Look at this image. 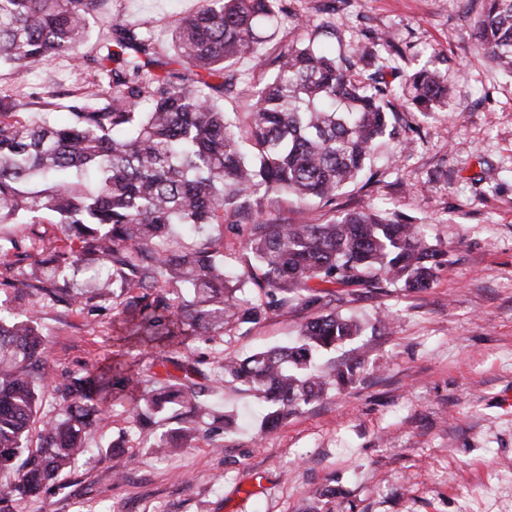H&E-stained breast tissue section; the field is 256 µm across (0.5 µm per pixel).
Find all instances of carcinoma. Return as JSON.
<instances>
[{"instance_id": "1", "label": "carcinoma", "mask_w": 512, "mask_h": 512, "mask_svg": "<svg viewBox=\"0 0 512 512\" xmlns=\"http://www.w3.org/2000/svg\"><path fill=\"white\" fill-rule=\"evenodd\" d=\"M110 0H0V65L17 71L49 55H68L97 77L90 91L69 94V122L35 119L51 98L0 96V224H58L62 238L46 259L0 236V265L13 271L16 298L41 295L77 309L130 293L120 303L128 338L152 348L142 374L88 370L59 384L48 369L46 335L17 306L0 303V476L8 493L27 497L86 451L85 435L108 412L107 398L156 381L129 410L147 428L171 412L179 435H149L163 454L178 451L201 431L233 425L218 415L201 361L180 349L199 328L224 335V325L256 323L292 301L326 308L338 288H377L385 281L412 290L430 286L444 252L421 225L376 209L332 215L322 224H275L261 201L286 193L302 203L334 204L361 177L377 140L393 133L392 89L373 54L336 56L313 43L291 42L273 60L258 58L261 74L251 111L229 116L217 95L239 83L234 59L258 54L276 30L282 0H205L173 34L174 67L162 73L160 53L144 23L107 10ZM470 30L492 65L512 74V0H485ZM107 29L105 53L78 55L90 25ZM403 90L411 111L431 118L448 106L440 72L412 70ZM231 211L247 225V268L227 269L223 238L185 243L186 235L224 223ZM251 284L256 303L238 302ZM363 326L336 312L310 319L293 346L273 347L218 362L219 377L256 392L270 409L272 428L301 405L342 388L350 366L319 367L320 357L359 335ZM52 388L59 415L43 421L40 444L29 433L41 392Z\"/></svg>"}]
</instances>
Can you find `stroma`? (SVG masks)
Wrapping results in <instances>:
<instances>
[{"instance_id":"1","label":"stroma","mask_w":512,"mask_h":512,"mask_svg":"<svg viewBox=\"0 0 512 512\" xmlns=\"http://www.w3.org/2000/svg\"><path fill=\"white\" fill-rule=\"evenodd\" d=\"M318 0H288L260 52L274 58L294 39L331 40L349 54L372 31L391 32L403 57L388 78L428 64L451 88L447 112L425 119L405 96L392 104L405 129L384 140L371 165L374 185L336 198L337 212L367 207L417 218L446 252L429 288L338 289V312L365 324L329 353L352 364V384L260 427L262 402L231 382L212 383L214 402L240 416L237 430L199 435L178 455L156 454L132 426L133 398L113 402L88 434L89 454L40 497L0 498V512H498L512 496V77L486 63L470 37L484 0H338L330 18ZM203 0H112L113 13L146 22L171 51L178 20ZM84 85L66 56L14 74L0 90L55 97L66 118L70 92ZM278 223L319 224L331 212L285 195L264 200ZM48 329L55 379L92 367L146 368L148 346L126 337L111 302L80 312L48 299L25 301ZM317 309L291 304L258 323L227 324L221 339L186 337L213 371L218 357L242 358L294 342Z\"/></svg>"}]
</instances>
